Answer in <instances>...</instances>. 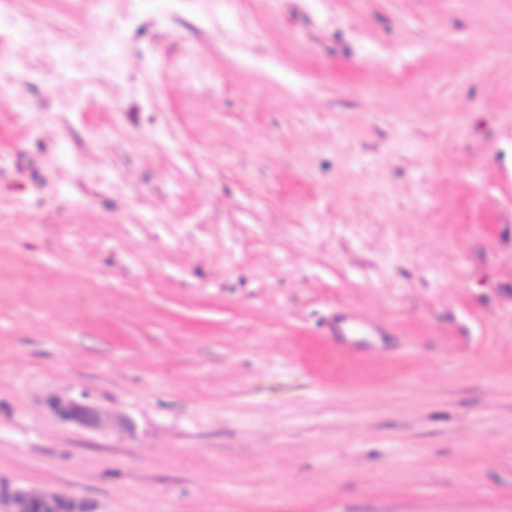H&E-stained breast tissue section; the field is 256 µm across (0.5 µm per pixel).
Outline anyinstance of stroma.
<instances>
[{"label":"stroma","mask_w":512,"mask_h":512,"mask_svg":"<svg viewBox=\"0 0 512 512\" xmlns=\"http://www.w3.org/2000/svg\"><path fill=\"white\" fill-rule=\"evenodd\" d=\"M0 475L512 512V0H0ZM46 404L50 412L60 421L87 431H97L104 425V415L86 392L77 396L52 395Z\"/></svg>","instance_id":"stroma-1"}]
</instances>
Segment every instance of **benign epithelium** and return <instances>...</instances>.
<instances>
[{
    "instance_id": "1",
    "label": "benign epithelium",
    "mask_w": 512,
    "mask_h": 512,
    "mask_svg": "<svg viewBox=\"0 0 512 512\" xmlns=\"http://www.w3.org/2000/svg\"><path fill=\"white\" fill-rule=\"evenodd\" d=\"M46 404L60 421L87 431L104 425V415L86 392L76 396L52 395ZM0 512H95L93 504L76 493H52L0 477Z\"/></svg>"
}]
</instances>
